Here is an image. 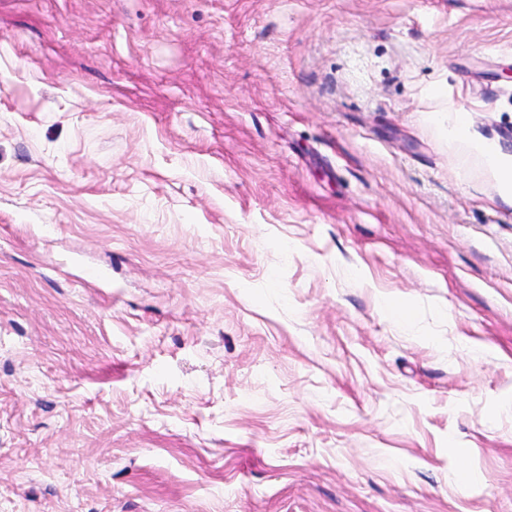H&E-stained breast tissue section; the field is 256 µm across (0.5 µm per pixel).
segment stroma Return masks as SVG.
Listing matches in <instances>:
<instances>
[{
    "instance_id": "stroma-1",
    "label": "stroma",
    "mask_w": 512,
    "mask_h": 512,
    "mask_svg": "<svg viewBox=\"0 0 512 512\" xmlns=\"http://www.w3.org/2000/svg\"><path fill=\"white\" fill-rule=\"evenodd\" d=\"M512 0H0V512H512ZM470 471L468 486L455 475ZM441 112H448V141L464 145L483 158L494 177L499 201L512 206V145L478 134L467 110L448 105Z\"/></svg>"
}]
</instances>
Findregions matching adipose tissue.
Returning a JSON list of instances; mask_svg holds the SVG:
<instances>
[{"label":"adipose tissue","instance_id":"adipose-tissue-1","mask_svg":"<svg viewBox=\"0 0 512 512\" xmlns=\"http://www.w3.org/2000/svg\"><path fill=\"white\" fill-rule=\"evenodd\" d=\"M448 139L483 158L496 184L500 202L512 206V146L478 134L469 111L448 107Z\"/></svg>","mask_w":512,"mask_h":512}]
</instances>
